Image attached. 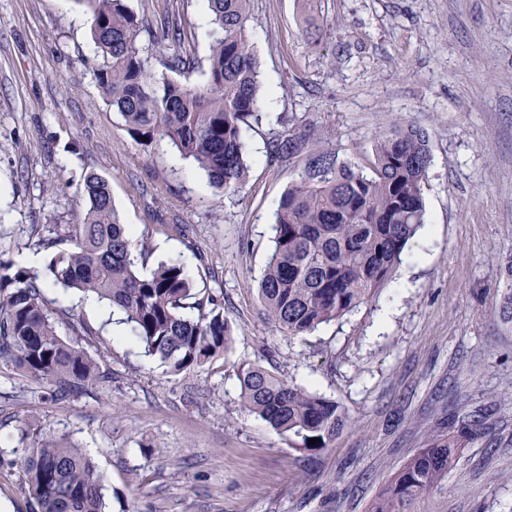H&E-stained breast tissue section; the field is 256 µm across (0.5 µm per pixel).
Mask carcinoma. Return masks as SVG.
Segmentation results:
<instances>
[{
  "mask_svg": "<svg viewBox=\"0 0 512 512\" xmlns=\"http://www.w3.org/2000/svg\"><path fill=\"white\" fill-rule=\"evenodd\" d=\"M92 17L101 57L97 85L137 142L166 140L227 197L249 176L247 132L262 122L264 101L246 31L251 0H207L212 42L201 84L157 75L141 54L146 29L126 0H76ZM172 72L195 69L182 54L162 60ZM304 123L273 132L269 163H302L274 217L273 248L259 283L267 319L290 336L343 318L392 280L410 240L425 224L423 187L432 162L429 138L402 122L373 143L369 172L314 146ZM81 222L53 226L36 246L52 251L44 273L0 261V363L50 385L61 399L95 392L109 379L82 345L64 339L49 313L45 289L93 295L120 313L153 356L180 374L224 354L232 329L224 304L195 290L179 257L148 267L152 251L119 222L112 190L84 176ZM240 403L288 438L294 450L329 448L347 423L340 405L289 383L259 365L238 369ZM480 434L477 420H457L433 436L371 504L370 512H409L411 503L452 467L457 449ZM317 439L310 445L308 440ZM24 485L38 512H104L102 478L81 449L39 435L23 449Z\"/></svg>",
  "mask_w": 512,
  "mask_h": 512,
  "instance_id": "cac0c4a2",
  "label": "carcinoma"
}]
</instances>
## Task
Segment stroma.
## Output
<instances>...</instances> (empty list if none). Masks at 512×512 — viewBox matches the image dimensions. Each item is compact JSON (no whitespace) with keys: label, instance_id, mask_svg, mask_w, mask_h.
<instances>
[{"label":"stroma","instance_id":"1","mask_svg":"<svg viewBox=\"0 0 512 512\" xmlns=\"http://www.w3.org/2000/svg\"><path fill=\"white\" fill-rule=\"evenodd\" d=\"M154 35L169 20L205 63L206 0H127ZM318 36L299 0H252L247 34L266 97L248 134L251 168L223 196L167 141L145 146L102 95L91 19L76 0H0V259L42 270L37 241L79 223L83 177L112 189L153 260L184 256L224 298L233 341L204 369L170 373L104 307L56 288L60 334L111 377L56 400L0 363V502L36 512L18 459L24 434L82 448L106 512H369L448 413L485 409L484 430L411 512H512V322L496 312L512 260V0H320ZM332 128L339 160L365 164L396 121L425 129L433 157L426 221L368 303L304 336L266 319L258 295L279 198L301 164L266 158L286 120ZM93 335H86V328ZM258 364L337 401L349 423L313 457L240 406L237 370Z\"/></svg>","mask_w":512,"mask_h":512}]
</instances>
